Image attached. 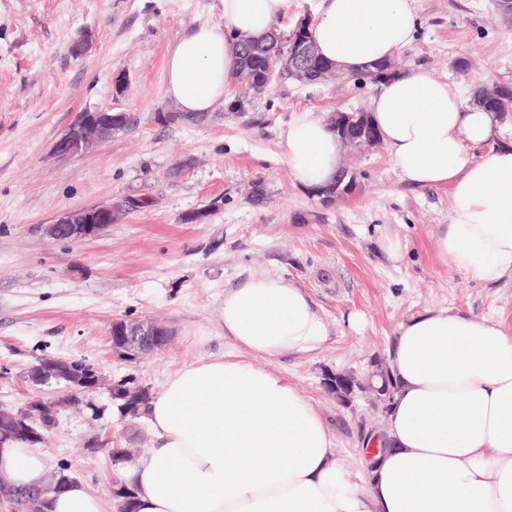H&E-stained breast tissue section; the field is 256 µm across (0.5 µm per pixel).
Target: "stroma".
Segmentation results:
<instances>
[{
    "instance_id": "35a3bbf8",
    "label": "stroma",
    "mask_w": 512,
    "mask_h": 512,
    "mask_svg": "<svg viewBox=\"0 0 512 512\" xmlns=\"http://www.w3.org/2000/svg\"><path fill=\"white\" fill-rule=\"evenodd\" d=\"M418 16L398 67L420 66L465 96L494 81H512V30L494 0H413ZM223 26L222 0H0V408L37 397L27 378L45 356L83 360L107 380L134 376L160 393L176 371L238 351L218 323L226 287L276 274L308 289L331 330L311 352L290 351L270 370L295 386L328 421L347 475L361 480L362 433L385 419L369 396L340 403L326 372H366L385 355L398 325L427 308L482 316L512 333V276L470 281L438 259L434 237L448 223V187L401 180L386 148L342 155L359 174L356 191L322 206L290 173L281 134L298 115L367 109L376 85L352 80L305 87L274 82L260 95L229 85L224 105L198 125L161 124L175 111L165 92L166 61L197 26ZM86 39L84 55L71 46ZM127 90L115 95L116 73ZM109 108L131 124L78 158H56L51 146L76 113ZM262 183L263 200L252 197ZM145 198L128 208L127 199ZM207 223L185 215L210 201ZM120 203L101 237L55 242L37 227L57 214ZM408 244L404 259L379 255L377 230ZM167 322L166 350L119 359L109 327L116 319ZM116 448L146 452L156 444L146 419L88 421L62 409L37 448L47 471L70 474L105 504L122 479L107 452H88L91 435Z\"/></svg>"
}]
</instances>
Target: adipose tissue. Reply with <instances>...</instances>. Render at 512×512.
Returning a JSON list of instances; mask_svg holds the SVG:
<instances>
[{"label":"adipose tissue","instance_id":"ef3b65f1","mask_svg":"<svg viewBox=\"0 0 512 512\" xmlns=\"http://www.w3.org/2000/svg\"><path fill=\"white\" fill-rule=\"evenodd\" d=\"M319 53L356 73L413 39L410 0H322ZM224 25H201L171 51L166 94L183 112H209L234 80L231 32L266 34L288 0H223ZM369 114L394 171L416 186H448L440 260L471 281L512 273V144L493 113L468 104L422 68L384 75ZM492 144L484 158L470 147ZM291 174L332 184L340 146L327 118L306 112L282 134ZM219 319L242 358H209L171 376L148 421L158 445L124 465L137 512H512V335L486 318L430 308L401 322L386 361L395 391L388 450L361 483L336 456L332 429L288 381L249 362L314 351L330 327L305 288L253 276L225 289ZM45 462L0 449V478L38 486Z\"/></svg>","mask_w":512,"mask_h":512}]
</instances>
